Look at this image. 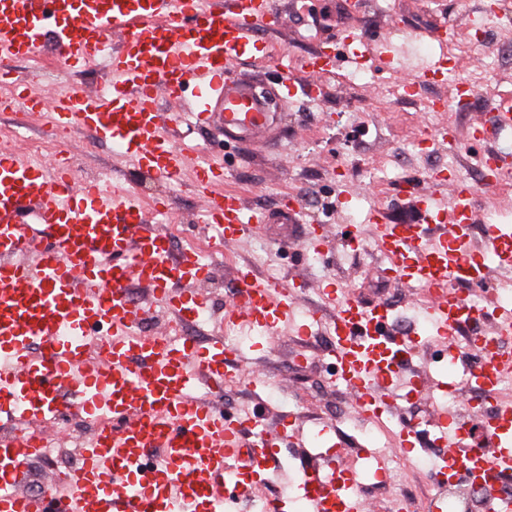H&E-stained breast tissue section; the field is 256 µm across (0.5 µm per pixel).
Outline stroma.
I'll list each match as a JSON object with an SVG mask.
<instances>
[{
	"label": "stroma",
	"instance_id": "obj_1",
	"mask_svg": "<svg viewBox=\"0 0 512 512\" xmlns=\"http://www.w3.org/2000/svg\"><path fill=\"white\" fill-rule=\"evenodd\" d=\"M280 2L288 9L283 23L264 35L272 62L260 65L244 57L234 65L235 72L253 75L263 86L278 85L281 79L276 57H283V65L294 67L318 47L335 45L338 36L346 32H361L363 41L353 49L340 48L337 66L333 73L323 76L316 98L299 95L281 100L287 133L281 145L269 151L248 155L225 143L223 136L214 131L189 123L176 128L177 142L223 158L225 189L243 195L248 206L273 212L289 199L304 218L300 224L270 225L260 237L218 255L216 286L206 292L209 310L205 328L216 331L223 321L224 309L232 302L236 289L229 267L246 261L258 262L261 272L274 269L279 277L304 282L302 308L320 305L321 289L332 282L359 301L391 303L394 322L400 329L409 331L413 326L425 325L417 308L403 304L402 294L387 279L380 258L352 254L343 239L353 229L366 225L375 207L392 222L420 220L415 198L431 186L434 160L445 157L447 149L439 147L435 156L429 157L416 150V143L448 126L456 136L459 157L467 158L475 151L468 142L474 116L490 120L491 102L502 98L512 101V55H502L495 85L486 88L481 84L485 54L500 52L503 45L512 43V0H396L395 11L389 13L377 0H367V7L358 13L349 11L348 0ZM497 4L502 7V16L491 23L483 46L455 57L454 81H466L477 88L471 104L451 112L430 111L435 97L449 94L443 82L432 80L421 82L415 97L393 95L394 86L401 80L433 68L441 56L438 37L444 29L454 27L456 39H470L475 17ZM389 27L394 30L392 60L388 68L382 69L373 66L372 60L381 51L379 33ZM12 68L21 76L38 71L42 85L57 89L78 86L96 91L105 81L101 65L62 68L49 52L40 59L13 62ZM21 113L18 105L0 111V142L21 145L36 159L52 157L58 141L50 135L46 119L34 120L32 128L21 133L16 128ZM69 147L83 177L94 178L115 169L128 184L140 187L149 181L147 175L116 156L111 145L87 132L74 133ZM340 181L350 189L349 199L337 209L323 211L322 203L335 197ZM170 200L178 217L168 229L174 249L202 244L204 235L197 226L201 202L194 193L191 175L183 176ZM308 223L329 225L336 234L332 247L317 261L303 254L298 242ZM238 350L247 369L262 371L264 380L255 384L249 376L243 377L224 388L217 399L231 414L258 407L272 418L293 414L304 442L299 445L291 439L280 448L278 458L289 478L268 488L267 493L286 496L287 512H306L296 478L306 453H319L324 441L340 448H362L365 439L337 413L347 401L342 393L328 388L329 361L322 354L320 338L304 340L285 332L267 343L252 331L243 337ZM301 352L306 353L307 362H296ZM435 410L434 399L427 396L400 397L393 420L384 421L382 434L388 442L397 424L418 430L411 455L421 464L399 472L386 494L371 493L378 512H384L387 503L398 501L400 495L411 493L423 502L432 494L433 465L441 450L432 444L427 421ZM325 422L334 424L336 431L322 438L318 432Z\"/></svg>",
	"mask_w": 512,
	"mask_h": 512
}]
</instances>
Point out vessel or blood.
I'll return each mask as SVG.
<instances>
[{"instance_id": "vessel-or-blood-1", "label": "vessel or blood", "mask_w": 512, "mask_h": 512, "mask_svg": "<svg viewBox=\"0 0 512 512\" xmlns=\"http://www.w3.org/2000/svg\"><path fill=\"white\" fill-rule=\"evenodd\" d=\"M276 15L273 0H0V63L43 54L48 36L65 66L104 58V89L53 94L20 79L16 98L30 112L51 103L52 129L87 131L153 179L192 173L202 222L227 248L267 224L297 223L296 213L248 207L223 190V159L193 156L172 133L191 121L245 151L280 143L282 120L257 93L255 78L231 70L244 55L265 57L259 30ZM337 59L333 47H322L298 72H283L280 91L316 97ZM163 99L179 111L162 114ZM491 110V122L476 121L470 136L487 144L476 162L494 191L512 182L503 164L512 153V104ZM69 159L65 150L35 162L20 146L0 149V512H236L253 498L261 512H285L282 498L258 490L274 476L281 444L295 435L293 421L229 415L198 394L240 377L223 338L203 347L180 331L205 314L208 301L195 285L213 276L214 265L173 251L157 222L170 212L167 200L147 207L133 189L76 181ZM447 183V197L421 194L423 223H387L372 213L384 272L403 287H427L436 335L472 326L512 336V308L477 311L464 294L493 270L512 269V235L491 224L476 247V191L453 176ZM331 243L323 225L308 226L302 240L309 252ZM234 280L225 324L249 326L267 341L288 326L300 336L325 328V355L362 418L392 413L399 377L419 392L408 370L422 340L395 328L388 303L367 306L326 287L301 324L296 281L265 279L247 264ZM134 287L139 295H131ZM160 309L168 320L148 328L147 315ZM101 331L110 342L96 354L91 343ZM506 371L512 352L484 353L468 371L470 406L490 399ZM73 412L94 423L80 470L69 480L48 473L41 493L28 492L25 465L41 456L59 415ZM19 422L33 425V435L4 436ZM428 425L445 447L434 477L512 475V448L503 444L512 437L511 404H497L473 426L440 409ZM298 482L308 512H372L366 498L349 493L335 457L303 468Z\"/></svg>"}]
</instances>
